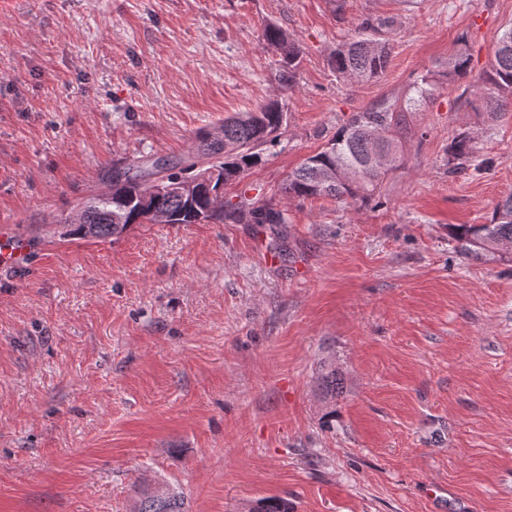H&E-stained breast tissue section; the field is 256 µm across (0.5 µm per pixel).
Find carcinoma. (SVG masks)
I'll return each mask as SVG.
<instances>
[{"label":"carcinoma","mask_w":512,"mask_h":512,"mask_svg":"<svg viewBox=\"0 0 512 512\" xmlns=\"http://www.w3.org/2000/svg\"><path fill=\"white\" fill-rule=\"evenodd\" d=\"M397 30V22L392 19L364 17L355 36L336 47L329 57L336 77L354 83L379 78L390 62L389 35ZM262 36L280 57L279 80L293 82L299 46L275 25L266 26ZM468 69L469 55L458 49L440 69L416 77L404 96L383 98L352 113L323 150L307 157L288 175L285 193L300 200L327 197L343 203L373 201L383 180L403 163L399 150L401 113L420 110L441 85L465 77ZM460 100L472 111L484 112L490 118L512 109V25L499 38L481 82L464 88ZM283 113L282 104L271 100L253 112L224 120L216 133L200 134L196 153L176 163L134 161L112 170L110 185L121 187V195L116 198L108 192L84 201L82 220H67L65 234L80 239L117 238L135 224L154 223L156 215L168 217L170 224H198L202 219L222 223L247 212L258 224L287 223L285 214L270 205L248 210L243 203L226 210L213 197L219 186L236 182L260 164L262 158L256 148L275 141ZM226 144H236L242 151L227 155ZM477 158L472 139L459 134L448 150L450 173L468 170ZM208 169L212 173L196 185V195L191 199L176 193L144 196V184L158 173L181 182L196 179ZM453 235L461 251L475 257L493 255L499 247L511 244L512 196L497 204L489 223L459 224ZM322 386L326 396L334 399L342 392L343 382L336 370L329 369L322 375ZM133 512H185L184 497L169 485L161 494L145 487L134 502ZM248 512H290V507L283 498L266 497L250 506Z\"/></svg>","instance_id":"1"}]
</instances>
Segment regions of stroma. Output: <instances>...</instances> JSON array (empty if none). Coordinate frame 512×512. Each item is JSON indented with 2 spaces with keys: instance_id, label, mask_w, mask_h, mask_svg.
Wrapping results in <instances>:
<instances>
[{
  "instance_id": "stroma-1",
  "label": "stroma",
  "mask_w": 512,
  "mask_h": 512,
  "mask_svg": "<svg viewBox=\"0 0 512 512\" xmlns=\"http://www.w3.org/2000/svg\"><path fill=\"white\" fill-rule=\"evenodd\" d=\"M367 15L401 23L390 65L340 80ZM268 24L300 48L292 83ZM511 24L512 0H0V225L27 243L0 268V512H130L156 484L189 512H512V246L452 237L512 194V112L459 99ZM461 45L466 81L407 113L377 203L288 200L351 113ZM272 98L281 134L224 198L287 223L62 236L113 166L186 157ZM463 132L489 168L449 173Z\"/></svg>"
}]
</instances>
